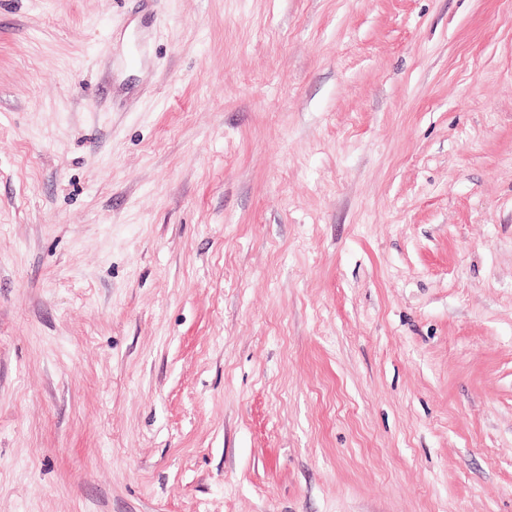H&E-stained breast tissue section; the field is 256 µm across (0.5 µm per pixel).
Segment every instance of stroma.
<instances>
[{"label": "stroma", "instance_id": "1", "mask_svg": "<svg viewBox=\"0 0 512 512\" xmlns=\"http://www.w3.org/2000/svg\"><path fill=\"white\" fill-rule=\"evenodd\" d=\"M0 512H512V0H0Z\"/></svg>", "mask_w": 512, "mask_h": 512}]
</instances>
